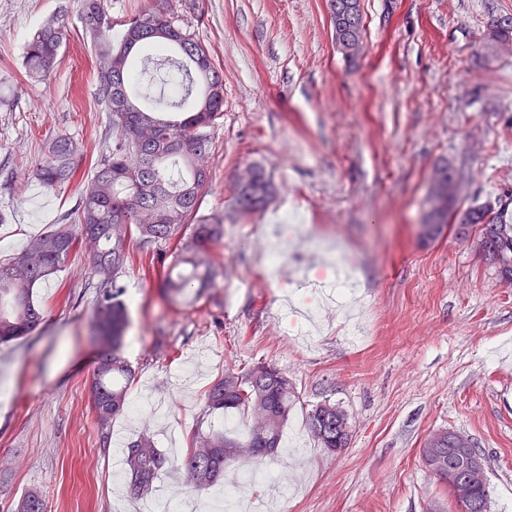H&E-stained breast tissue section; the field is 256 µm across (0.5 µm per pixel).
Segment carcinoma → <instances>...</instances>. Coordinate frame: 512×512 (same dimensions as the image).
Instances as JSON below:
<instances>
[{
	"label": "carcinoma",
	"mask_w": 512,
	"mask_h": 512,
	"mask_svg": "<svg viewBox=\"0 0 512 512\" xmlns=\"http://www.w3.org/2000/svg\"><path fill=\"white\" fill-rule=\"evenodd\" d=\"M328 13L336 49L351 63L363 42L359 0H328ZM88 15L95 20L85 29L95 45L99 93L112 112V155L84 183L79 224L52 225L32 238L20 255L0 262V342L20 339L42 323L43 309L33 299V288L58 270L71 252L91 242L98 299L89 327L102 356L88 391L106 446L112 420L129 408L133 380L132 369L121 355L128 312L116 288L117 276L130 258L133 239L143 248L167 242L197 214L200 191L209 179L208 129L224 108V76L193 34L161 11L148 9L124 21V33L117 44L108 36L112 21L104 0H84L83 16ZM511 41L512 26L491 25L484 49L493 54L501 44ZM61 44L59 28H42L25 47L23 64L28 76L51 83ZM137 54L144 55L146 61L161 57L177 68L171 111L158 112L136 103ZM76 153L73 139H55L48 154L34 166L35 179L48 190L71 182L78 172ZM431 179L438 185L440 206L426 223V242L442 233L450 216L461 214L455 191L460 181L458 171L443 160L434 167ZM274 191L272 176L261 165L246 167L236 184L237 210L244 215L263 210ZM463 214L465 220L455 225V235L477 231L484 239L485 259L498 268L501 277H512V194L471 206ZM223 238L224 225L219 219L192 225L190 237L177 246L164 271L162 287L180 299L213 287L220 274L213 249ZM297 399L292 382L275 366L261 374L256 364L224 370L204 392V412H233L245 420L247 430L243 437L234 438L197 427L185 454L176 461L186 484L198 490L209 488L223 482L241 459H274ZM340 412L339 406L324 400L306 415L308 432L332 453L348 444L336 426ZM438 447L437 460L449 467L444 486L453 512H458L453 487L459 466L448 453L454 447L452 436L443 433ZM122 465L129 489L137 495L152 487L170 461L157 448L153 436L143 434L128 443ZM489 497V483L477 486L465 512H488ZM18 512H46L40 492L25 494Z\"/></svg>",
	"instance_id": "carcinoma-1"
}]
</instances>
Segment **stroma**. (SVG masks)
<instances>
[{"label": "stroma", "instance_id": "stroma-1", "mask_svg": "<svg viewBox=\"0 0 512 512\" xmlns=\"http://www.w3.org/2000/svg\"><path fill=\"white\" fill-rule=\"evenodd\" d=\"M83 0H0V261L51 224L76 223L84 180L112 153ZM113 20L163 10L224 73V112L210 130V180L198 213L224 219V275L181 303L159 274L174 246L150 247L118 284L130 317L123 355L130 401L151 395L161 419L122 416L125 440L152 435L167 457L205 416L202 397L227 368L287 372L300 401L287 428L302 462L280 456L286 487L250 489L246 512H448L424 467L428 434L469 436L488 461L489 512H512V283L445 229L420 243L431 171L461 173L460 207L512 192V46L482 45L512 0H361L356 63L331 39L327 0H104ZM63 44L50 85L28 79L23 49L47 24ZM77 177L45 189L30 172L59 136ZM265 167L277 187L260 213L233 206L239 174ZM280 241L282 274L266 255ZM88 248L34 290L45 310L29 336L0 344V512L30 489L47 512H137L142 498L101 448L88 398L97 351ZM361 335L350 340L351 324ZM309 335H300L301 326ZM350 416L333 454L305 427L312 405Z\"/></svg>", "mask_w": 512, "mask_h": 512}]
</instances>
